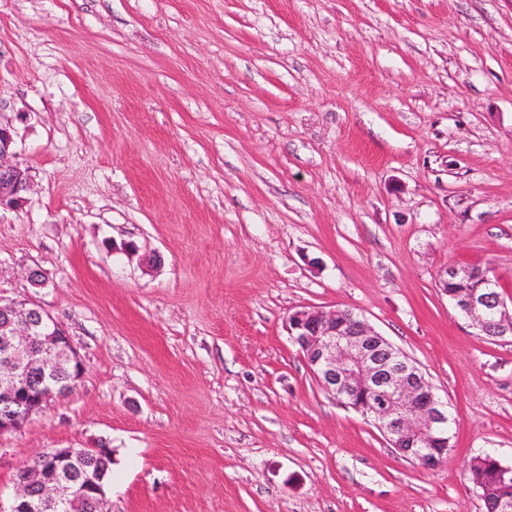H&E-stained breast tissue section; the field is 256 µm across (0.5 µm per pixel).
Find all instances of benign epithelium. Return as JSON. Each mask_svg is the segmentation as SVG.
Masks as SVG:
<instances>
[{
	"instance_id": "obj_1",
	"label": "benign epithelium",
	"mask_w": 512,
	"mask_h": 512,
	"mask_svg": "<svg viewBox=\"0 0 512 512\" xmlns=\"http://www.w3.org/2000/svg\"><path fill=\"white\" fill-rule=\"evenodd\" d=\"M14 139L0 124V208L17 207L31 188L26 170L12 163ZM454 308L491 337L512 336V317L497 291V276L477 277L466 267L441 272ZM288 335L299 346L322 389L344 406L370 418L404 458L425 468L441 460L422 453L430 440L448 445V402L442 400L419 367L365 320L340 308L296 310L288 316ZM83 365L64 326L38 305L0 299V434L20 427L32 415L80 380ZM50 464L32 466L16 481L7 512H107L106 489L96 462L105 450L59 448Z\"/></svg>"
}]
</instances>
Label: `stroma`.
Returning a JSON list of instances; mask_svg holds the SVG:
<instances>
[{
	"label": "stroma",
	"instance_id": "1",
	"mask_svg": "<svg viewBox=\"0 0 512 512\" xmlns=\"http://www.w3.org/2000/svg\"><path fill=\"white\" fill-rule=\"evenodd\" d=\"M0 123L34 184L0 210V297L84 363L0 435V500L103 443L109 512H486L466 464L512 467V336L437 282L477 265L512 300V0H0ZM303 307L417 364L445 463L320 387Z\"/></svg>",
	"mask_w": 512,
	"mask_h": 512
}]
</instances>
